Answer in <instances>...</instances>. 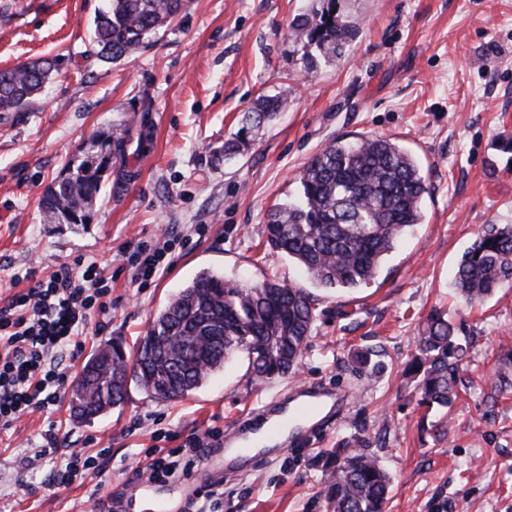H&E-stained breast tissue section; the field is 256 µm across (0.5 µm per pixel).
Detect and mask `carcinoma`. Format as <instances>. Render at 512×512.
Wrapping results in <instances>:
<instances>
[{"instance_id": "1", "label": "carcinoma", "mask_w": 512, "mask_h": 512, "mask_svg": "<svg viewBox=\"0 0 512 512\" xmlns=\"http://www.w3.org/2000/svg\"><path fill=\"white\" fill-rule=\"evenodd\" d=\"M334 2L290 23L295 41L315 46L332 61L357 31L332 14ZM185 5L186 0H108L94 18L96 55L113 62L134 53ZM54 71L55 64L44 59L0 70V117L30 107ZM283 102L280 95L259 100L247 121L261 125ZM146 128L143 117L91 132L93 148L80 146L43 194L45 223H89L112 167H124L129 154L149 150ZM296 182L298 196L267 214L265 243L324 288L374 281L404 231L423 222L421 205L430 190L418 161L387 136L332 139L303 166ZM511 281L512 225L493 224L462 255L456 285L467 301L478 302ZM315 310L304 288L276 280L247 284L202 271L154 317L134 354L114 341L91 355L73 387L70 404L80 410L76 419L90 422L124 405L132 381L159 402L183 398L240 352L256 378L284 376L302 357ZM463 352L445 314L431 312L419 354L408 368L417 381V404L425 411L453 403L455 366ZM323 467L329 512H383L393 485L374 454L337 448L323 456Z\"/></svg>"}]
</instances>
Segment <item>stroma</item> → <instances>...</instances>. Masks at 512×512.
Segmentation results:
<instances>
[{
	"mask_svg": "<svg viewBox=\"0 0 512 512\" xmlns=\"http://www.w3.org/2000/svg\"><path fill=\"white\" fill-rule=\"evenodd\" d=\"M187 9L138 53L106 63L89 47L105 0H0V70L33 59L53 79L20 121L0 125V307L61 265L94 259L112 277V302L66 363L76 379L89 355L121 338L133 348L154 316L204 270L308 289L314 329L295 373L251 377L238 354L200 388L156 402L130 387L123 406L89 423L58 405L0 430V512H80L90 492L112 512H152L131 493L147 451L193 433L248 422L262 405L321 384L344 402L320 424L225 473L217 512H328L319 457L366 448L389 473L386 512H512V283L467 303L455 286L461 255L492 224H512V0H338L361 31L341 61H307L288 35L321 0H187ZM291 94L280 112L242 133L262 96ZM148 111L152 153L133 161L122 192L104 185L89 224H46L40 201L96 128ZM247 148L227 151L238 135ZM384 135L420 160L430 185L413 226L370 285L312 286L264 244L267 211L296 196V175L338 136ZM179 236L170 268L148 287L117 254L130 240ZM467 349L447 412L418 408L404 371L433 310ZM60 447L109 449L97 477L52 481L56 460L27 468L46 431ZM31 491L17 493L15 477Z\"/></svg>",
	"mask_w": 512,
	"mask_h": 512,
	"instance_id": "stroma-1",
	"label": "stroma"
}]
</instances>
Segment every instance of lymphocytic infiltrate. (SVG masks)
Returning a JSON list of instances; mask_svg holds the SVG:
<instances>
[{
    "mask_svg": "<svg viewBox=\"0 0 512 512\" xmlns=\"http://www.w3.org/2000/svg\"><path fill=\"white\" fill-rule=\"evenodd\" d=\"M175 244L167 238L156 242L128 241L120 254L135 271L140 286H147L168 270V256ZM112 280L93 259L61 266L49 276L33 280L25 292L13 295L0 307V428H9L22 416L45 409L56 401L67 383L66 353L83 336L92 312L105 311ZM224 431L212 428L191 434L180 452L184 464L165 456L146 465L148 479L166 481L189 476L207 441L220 440ZM106 451L65 453L53 479L69 485L103 470Z\"/></svg>",
    "mask_w": 512,
    "mask_h": 512,
    "instance_id": "1",
    "label": "lymphocytic infiltrate"
}]
</instances>
